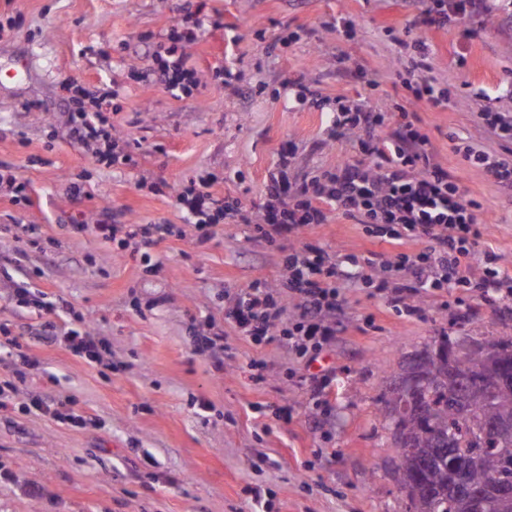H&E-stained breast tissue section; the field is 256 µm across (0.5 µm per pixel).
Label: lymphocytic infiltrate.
I'll return each instance as SVG.
<instances>
[{
  "label": "lymphocytic infiltrate",
  "mask_w": 512,
  "mask_h": 512,
  "mask_svg": "<svg viewBox=\"0 0 512 512\" xmlns=\"http://www.w3.org/2000/svg\"><path fill=\"white\" fill-rule=\"evenodd\" d=\"M486 9L487 0H425L427 20L437 26ZM205 26L204 17L187 14L172 26L169 46H152L155 67L151 74L168 91L187 95L197 86V72L177 46L195 43ZM411 46L414 54L408 60V69L413 79L407 82V89L415 100L434 107L447 105V93L437 89L427 75L426 42L417 37ZM478 117L498 140L499 151L481 149L463 136L457 137L455 151L468 164L490 173L501 187L511 189L512 116L485 110ZM382 122L381 113L361 105L339 106L332 114V124L340 133L357 137L365 160L324 171L288 196L281 192L279 177H271L258 231L269 238L291 235L305 225L326 223L327 211L333 208L356 223L372 225L375 236L392 241L422 237L432 241L431 250L416 256L398 253L381 260L382 268L410 275L415 287L436 291L471 287L467 260L481 237L480 204L467 198L445 169L431 164L429 138L413 123L399 124L388 140L378 136ZM69 124L72 135L91 146L94 161L112 166L129 162V155L115 152L112 126L102 108H75L69 113ZM175 204L202 231L239 211L238 205L216 198L203 184L182 187ZM91 230L103 240L119 241L122 247L132 248L146 258L168 227L100 221ZM286 267V286L297 297L286 329L275 328L276 320L284 316L282 306L255 285L238 292L227 319L252 343L278 341L296 359L310 361L336 334L343 284L367 283L371 276L355 257L335 261L326 250L313 247L289 254Z\"/></svg>",
  "instance_id": "1"
}]
</instances>
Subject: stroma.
<instances>
[{
    "mask_svg": "<svg viewBox=\"0 0 512 512\" xmlns=\"http://www.w3.org/2000/svg\"><path fill=\"white\" fill-rule=\"evenodd\" d=\"M198 9L223 25L188 46L199 84L177 98L150 78L144 44L166 43ZM421 19L419 0H0V68L30 75L0 84V164L26 186L23 198L0 195V381L17 386L0 400V512H414L396 473L390 390L442 337L512 339V294L414 288L409 314L390 291L345 285L336 335L309 364L252 344L224 313L254 283L287 298L285 260L307 246L362 262L425 247L336 213L273 240L251 225L270 175L295 188L362 160L328 121L341 103L386 113L383 139L393 104L414 114L432 163L481 206L471 275L488 251L512 274V191L450 139L498 146L478 114H512V0L443 28ZM418 36L447 107L404 86L403 43ZM68 78L106 98L129 163H94L73 137ZM203 178L242 208L205 236L174 200ZM103 218L170 230L146 263L89 232ZM18 224L40 225L37 241L17 238ZM71 328L103 342L101 363L69 349ZM216 331L223 351L196 353ZM322 375L317 401L308 379Z\"/></svg>",
    "mask_w": 512,
    "mask_h": 512,
    "instance_id": "35a3bbf8",
    "label": "stroma"
}]
</instances>
